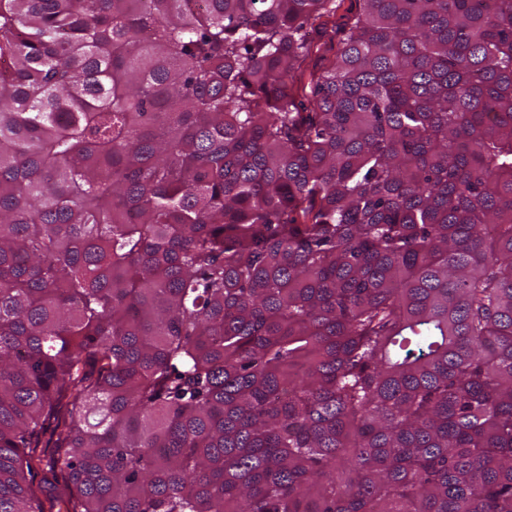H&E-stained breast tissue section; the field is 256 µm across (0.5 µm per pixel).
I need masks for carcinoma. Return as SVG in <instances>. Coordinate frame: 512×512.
I'll return each instance as SVG.
<instances>
[{
  "instance_id": "cac0c4a2",
  "label": "carcinoma",
  "mask_w": 512,
  "mask_h": 512,
  "mask_svg": "<svg viewBox=\"0 0 512 512\" xmlns=\"http://www.w3.org/2000/svg\"><path fill=\"white\" fill-rule=\"evenodd\" d=\"M342 2L0 0V512H512V0Z\"/></svg>"
}]
</instances>
